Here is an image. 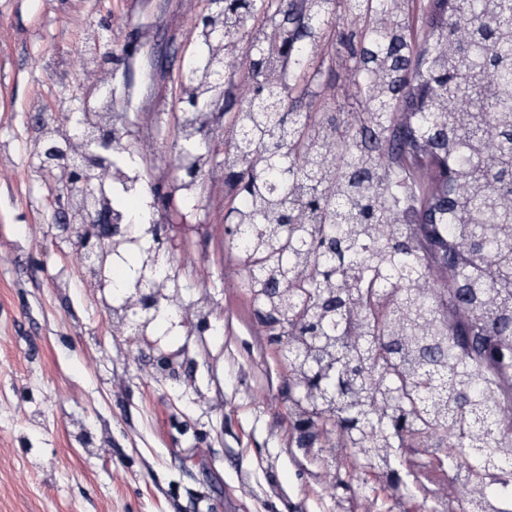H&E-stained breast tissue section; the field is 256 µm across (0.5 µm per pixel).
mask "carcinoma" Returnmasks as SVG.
<instances>
[{
	"mask_svg": "<svg viewBox=\"0 0 512 512\" xmlns=\"http://www.w3.org/2000/svg\"><path fill=\"white\" fill-rule=\"evenodd\" d=\"M362 21L352 59L368 95L369 140L336 122L311 121L285 106L304 82L316 41L322 38L335 0H312L309 38L299 43L279 23L282 0H224V11L197 33L200 54L185 60L189 78L209 86L203 96L183 94L184 111L197 114L224 95L208 50L217 21L227 42L243 35L274 50L258 57L257 99L229 113L224 130V185L233 206L225 223L233 229L226 249L242 270L258 318L299 326L297 346L313 345L319 373L303 362L288 366L309 399L291 401L294 441L320 467L326 459L341 471L334 449L369 470L393 491L396 508L404 467L402 448H424V435L445 439L434 452L448 465L464 464L457 477L474 488L469 504L442 502L444 512H486L495 489L512 484V423L490 406L504 399L497 354L512 342V0H447V19L423 29L440 46L416 58L401 0H342ZM478 30L464 50L451 28ZM278 59L293 61L288 86L267 79ZM496 66L492 93L474 108L462 103L443 112L448 91L478 93ZM404 106L414 117L386 168L391 151L392 111ZM500 137L504 151L484 158L482 138ZM336 146V166L323 146ZM427 164L442 171L446 198L417 183ZM175 176L170 193L196 186L194 166ZM467 192L456 195L458 181ZM447 212L448 248L458 249L465 279L432 295L409 291L430 264L428 238L404 223L409 213L431 207ZM468 302L470 323H453L445 308ZM380 337L367 351L352 337Z\"/></svg>",
	"mask_w": 512,
	"mask_h": 512,
	"instance_id": "1",
	"label": "carcinoma"
}]
</instances>
